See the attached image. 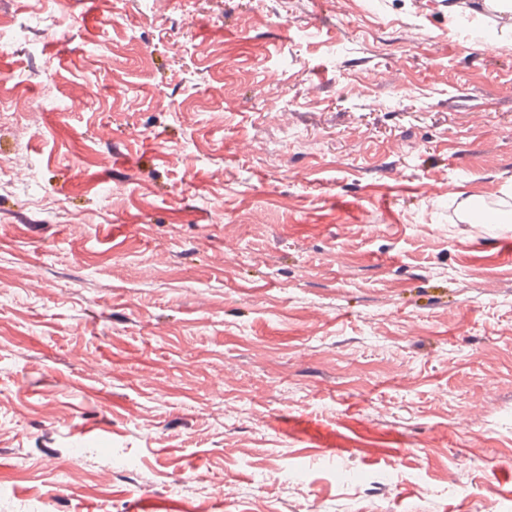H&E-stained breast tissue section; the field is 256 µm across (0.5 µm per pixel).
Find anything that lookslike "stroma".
<instances>
[{"mask_svg": "<svg viewBox=\"0 0 512 512\" xmlns=\"http://www.w3.org/2000/svg\"><path fill=\"white\" fill-rule=\"evenodd\" d=\"M472 26L0 0V512H512V29Z\"/></svg>", "mask_w": 512, "mask_h": 512, "instance_id": "1", "label": "stroma"}]
</instances>
